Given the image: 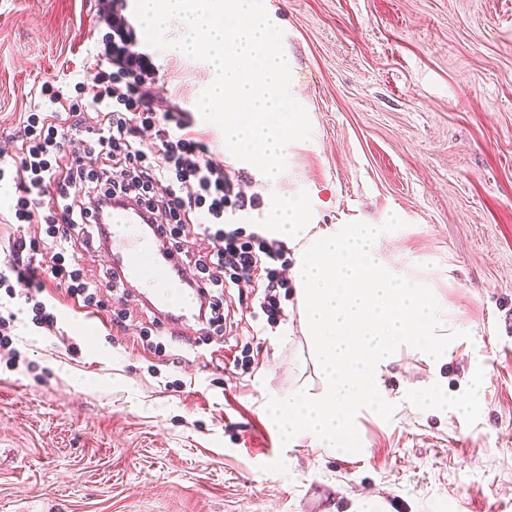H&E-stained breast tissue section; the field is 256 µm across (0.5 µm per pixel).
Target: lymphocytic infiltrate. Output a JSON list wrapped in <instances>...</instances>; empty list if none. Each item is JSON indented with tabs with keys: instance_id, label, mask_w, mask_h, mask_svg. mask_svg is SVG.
Returning a JSON list of instances; mask_svg holds the SVG:
<instances>
[{
	"instance_id": "obj_1",
	"label": "lymphocytic infiltrate",
	"mask_w": 512,
	"mask_h": 512,
	"mask_svg": "<svg viewBox=\"0 0 512 512\" xmlns=\"http://www.w3.org/2000/svg\"><path fill=\"white\" fill-rule=\"evenodd\" d=\"M106 24L97 63L70 108V127L58 125L53 113L62 91L43 83V109L28 113L17 135V161L0 166V183L15 187L10 221L16 226L9 258L0 264V289L23 296L33 323L49 333L56 332L58 316L40 296L45 283L84 307L96 306L99 295L117 288L116 275L88 278L66 253L78 229L89 224L105 243L100 213L126 201L158 219V234L173 247L184 248L194 228L207 239L204 258L194 261V284L207 301L208 329L222 331L230 285L260 290V308L276 322L280 291L288 286L284 243L227 228L225 213L256 206V199L245 197L223 165L207 157L187 123L149 101L146 88L158 69L152 54L140 49L121 0H113ZM150 131L151 142L144 138ZM33 224L44 225L49 247L29 234Z\"/></svg>"
}]
</instances>
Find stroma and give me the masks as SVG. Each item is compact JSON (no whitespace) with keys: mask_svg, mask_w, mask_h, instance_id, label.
Here are the masks:
<instances>
[{"mask_svg":"<svg viewBox=\"0 0 512 512\" xmlns=\"http://www.w3.org/2000/svg\"><path fill=\"white\" fill-rule=\"evenodd\" d=\"M102 0H0V151L40 88L64 94L100 49ZM282 30L311 136L275 187L226 163L261 204L304 190L319 221L406 224L384 252L426 280L460 330L443 361L401 350L384 374L391 421L360 411L362 449L282 444L266 404L315 383L295 305L268 324L257 295L229 290L224 333L157 323L132 287L87 317L55 288L58 331L17 315L27 361L0 364V512H512V0H264ZM151 99L183 115L210 158L221 129L196 101L207 62L158 51ZM165 356L143 344L142 328ZM80 352L72 354L70 343ZM439 387L443 404L414 394ZM478 401L469 415L456 402Z\"/></svg>","mask_w":512,"mask_h":512,"instance_id":"obj_1","label":"stroma"}]
</instances>
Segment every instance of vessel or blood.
<instances>
[{"instance_id": "b4317fda", "label": "vessel or blood", "mask_w": 512, "mask_h": 512, "mask_svg": "<svg viewBox=\"0 0 512 512\" xmlns=\"http://www.w3.org/2000/svg\"><path fill=\"white\" fill-rule=\"evenodd\" d=\"M146 213L136 206L113 207L107 220L109 256L114 267L128 279L138 278L142 268L151 267L156 278L149 285L158 313L170 321H201V294L186 287L187 276L166 257Z\"/></svg>"}]
</instances>
